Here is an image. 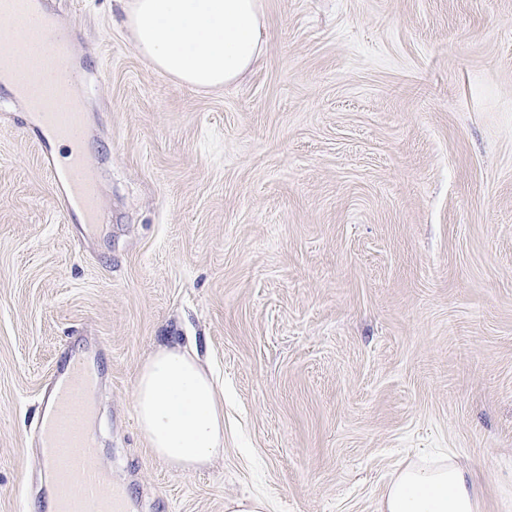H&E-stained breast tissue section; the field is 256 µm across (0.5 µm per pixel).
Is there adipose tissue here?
<instances>
[{
	"label": "adipose tissue",
	"mask_w": 512,
	"mask_h": 512,
	"mask_svg": "<svg viewBox=\"0 0 512 512\" xmlns=\"http://www.w3.org/2000/svg\"><path fill=\"white\" fill-rule=\"evenodd\" d=\"M138 52L176 82L202 90L243 78L262 51L260 0H128ZM134 408L153 455L182 471L224 454V392L195 353L162 347L138 367ZM476 485L455 453L398 467L379 512H479Z\"/></svg>",
	"instance_id": "1"
}]
</instances>
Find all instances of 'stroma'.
I'll return each instance as SVG.
<instances>
[{"label": "stroma", "mask_w": 512, "mask_h": 512, "mask_svg": "<svg viewBox=\"0 0 512 512\" xmlns=\"http://www.w3.org/2000/svg\"><path fill=\"white\" fill-rule=\"evenodd\" d=\"M71 39L88 230L0 82V512L67 354L101 377L99 462L140 512H378L397 467L453 450L480 512L512 491V0H262L252 70L153 69L118 0H42ZM190 345L224 387V455L170 469L135 373ZM224 512H270V504L262 496L243 494L225 499Z\"/></svg>", "instance_id": "35a3bbf8"}]
</instances>
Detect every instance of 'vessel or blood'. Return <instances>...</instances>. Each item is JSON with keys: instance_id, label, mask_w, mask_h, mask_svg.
<instances>
[{"instance_id": "1", "label": "vessel or blood", "mask_w": 512, "mask_h": 512, "mask_svg": "<svg viewBox=\"0 0 512 512\" xmlns=\"http://www.w3.org/2000/svg\"><path fill=\"white\" fill-rule=\"evenodd\" d=\"M0 16L11 21L0 47V74L10 75L14 96L68 145L63 163L47 168L62 176L67 208L80 211L86 224H97L100 185L84 149L86 127L75 95L83 74L71 61L67 38L36 0H0ZM99 388L96 368L82 358L69 359L65 374L53 382L37 430L40 464L53 476L41 493L45 512H127L125 491L96 464L99 449L88 420Z\"/></svg>"}]
</instances>
